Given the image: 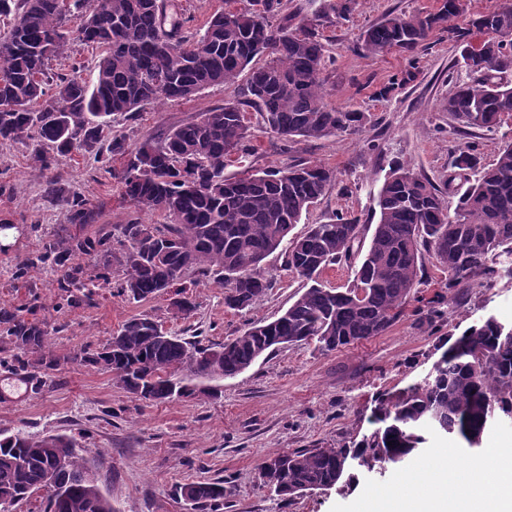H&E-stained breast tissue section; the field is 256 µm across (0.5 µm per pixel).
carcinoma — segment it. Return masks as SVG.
I'll return each mask as SVG.
<instances>
[{
    "instance_id": "1",
    "label": "carcinoma",
    "mask_w": 512,
    "mask_h": 512,
    "mask_svg": "<svg viewBox=\"0 0 512 512\" xmlns=\"http://www.w3.org/2000/svg\"><path fill=\"white\" fill-rule=\"evenodd\" d=\"M459 2L441 0L424 15L390 11L360 33L357 48L367 56L406 53L413 65L436 31L455 42L474 30L484 34L480 49L461 54L474 78L455 86L444 111L465 130L492 131L512 118V0H498L478 14L459 8ZM280 5L281 0H250V7L218 12L204 30L190 31L183 5L175 2L73 0V8L62 10L59 0H0V16L13 20L0 36V140L36 141L32 158L46 176L44 193L66 207L73 224H92L97 214L47 172L74 152L103 163L127 152L125 167L111 172L112 178L136 210L166 220L144 224L132 218L112 235L76 237L63 228L18 265L16 278L38 263L63 270L56 288L70 306L93 302L97 289L112 287L117 272L120 293L136 300L169 294L170 306L184 315L196 308L184 282L189 272L213 278L224 288V305L236 311L252 308L271 288L262 264L279 249L286 267L311 282L276 319L252 323L222 344L171 336L158 316L143 313L125 321L105 345L81 351L80 363L111 373L112 383L142 401L194 396V389L171 379L187 367L195 375L233 378L284 342L332 352L385 333L423 284L428 256L445 274L442 288L450 294L482 276L512 277V265L496 268L499 257L512 256V142L488 166L480 165L474 146H457L439 185L403 164L391 168L378 190V220L363 252L361 218L351 212L292 234L335 183L334 169L301 161L224 177L227 162L249 138V108L286 141L359 136L370 121L364 112L329 106L322 79L325 48L318 29L349 16L357 0H323L314 18L296 25L294 15L272 24ZM457 19L463 25L450 24ZM72 31L86 46L103 50L91 88L52 69ZM262 56L265 63L254 64ZM246 70L244 97L156 141L128 152L124 140L112 135L114 114L132 118L145 102L188 98L211 85L232 84ZM450 193L459 194L452 212ZM359 251L346 286L323 283L328 268ZM83 255L95 261L92 285L85 282L84 267L72 264ZM61 330L37 318L34 305L0 307V370L25 375L39 390L49 372L72 360L51 349L52 336ZM507 414L512 415V327L489 317L448 344L429 378L379 398V427L355 446L274 453L262 466V478L287 500L335 486L350 476L352 461L372 470L416 455L426 443V424L460 437L471 449L497 416ZM90 470L71 437L0 439V499L23 502L43 494L44 512H113ZM186 489L196 507L224 499L220 482L179 487Z\"/></svg>"
}]
</instances>
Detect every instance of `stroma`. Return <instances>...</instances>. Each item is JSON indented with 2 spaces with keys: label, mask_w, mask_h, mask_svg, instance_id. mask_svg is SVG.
<instances>
[{
  "label": "stroma",
  "mask_w": 512,
  "mask_h": 512,
  "mask_svg": "<svg viewBox=\"0 0 512 512\" xmlns=\"http://www.w3.org/2000/svg\"><path fill=\"white\" fill-rule=\"evenodd\" d=\"M438 4L358 0L347 19L320 26L329 54L323 71L327 102L371 114L372 126L359 137L342 134L287 142L266 130L258 112L252 111L248 147L225 167V175L298 160L333 168L337 186L303 214L295 227L300 233L342 211L373 223L374 198L393 162L437 183L450 166L454 146L469 140L476 143L482 163H492L499 149L512 142V120L492 131L465 134L443 112L442 103L455 83L469 78L447 34L434 33L419 55L416 80L386 98L377 92L406 69V54L368 57L356 47L361 31L387 12L426 13ZM97 63V52L73 39L52 65L91 85ZM245 90L241 77L231 85L207 87L190 99L148 102L136 117L112 115V130L132 147L224 101L243 97ZM126 161L120 154L106 164L77 153L59 159L57 172L99 213L96 223L76 227V234L114 231L135 213L111 176ZM1 220L12 228L0 237V307L39 302V318L63 324L54 349L69 361L52 372L49 386L22 400H0V433L74 437L114 512H190L179 488L198 481H220L225 488L219 508L199 512H373L376 498L411 490L447 467L443 449L462 447V440L428 433L424 451L403 463L371 472L361 468L356 485L340 483L288 500L270 494L259 477L260 466L273 452L352 445L373 430L377 399L422 379L449 334L489 316L512 324V279H478L437 304L433 297L443 274L429 261L424 285L401 319L382 335L326 353L311 345H290L236 377L192 378L201 391L198 397L144 402L113 384L110 373L74 362V355L105 342L126 320L145 312L159 316L173 334L198 337L205 345L224 342L249 323L280 315L303 291L302 278L288 271L276 252L265 261L271 288L241 312L225 307L223 288L209 277L198 279L192 290L196 308L187 316L169 311L168 297L136 301L107 288L99 289L93 304L57 308L60 270L38 265L25 278L14 276L16 265L69 221L67 209L44 196L31 149L22 144L0 143Z\"/></svg>",
  "instance_id": "35a3bbf8"
}]
</instances>
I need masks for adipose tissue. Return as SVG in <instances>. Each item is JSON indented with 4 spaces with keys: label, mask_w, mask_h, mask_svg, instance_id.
<instances>
[{
    "label": "adipose tissue",
    "mask_w": 512,
    "mask_h": 512,
    "mask_svg": "<svg viewBox=\"0 0 512 512\" xmlns=\"http://www.w3.org/2000/svg\"><path fill=\"white\" fill-rule=\"evenodd\" d=\"M447 472H439L430 486L411 491L407 512H512V449L505 447L473 462L457 495L444 492Z\"/></svg>",
    "instance_id": "1"
}]
</instances>
